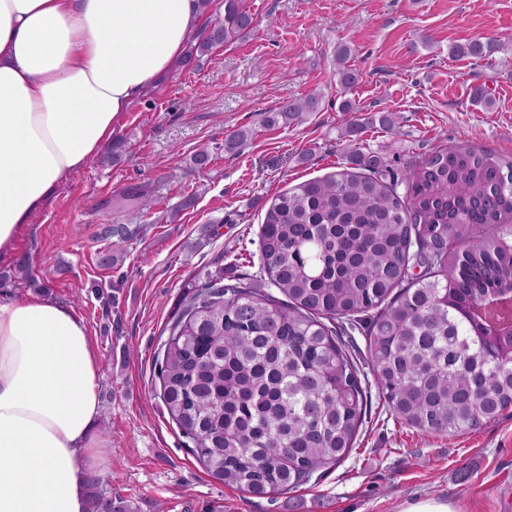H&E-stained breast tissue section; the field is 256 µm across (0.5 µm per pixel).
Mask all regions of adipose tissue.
Returning <instances> with one entry per match:
<instances>
[{
  "instance_id": "adipose-tissue-1",
  "label": "adipose tissue",
  "mask_w": 512,
  "mask_h": 512,
  "mask_svg": "<svg viewBox=\"0 0 512 512\" xmlns=\"http://www.w3.org/2000/svg\"><path fill=\"white\" fill-rule=\"evenodd\" d=\"M204 27L198 0H0V256ZM100 372L72 309L0 297V512H88Z\"/></svg>"
}]
</instances>
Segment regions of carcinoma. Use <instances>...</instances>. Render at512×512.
I'll list each match as a JSON object with an SVG mask.
<instances>
[{
  "instance_id": "carcinoma-1",
  "label": "carcinoma",
  "mask_w": 512,
  "mask_h": 512,
  "mask_svg": "<svg viewBox=\"0 0 512 512\" xmlns=\"http://www.w3.org/2000/svg\"><path fill=\"white\" fill-rule=\"evenodd\" d=\"M244 2L224 0L182 64L246 37ZM502 46L474 39L452 54L483 59ZM350 54L336 51L345 89L358 81ZM319 106L316 95L283 101L262 124L301 123ZM342 112L339 170L271 201L250 283L220 271L195 285L154 359L184 446L255 497L286 495L349 456L369 375L395 418L430 434L474 431L512 407V157L458 144L391 174L356 147L360 109L346 100ZM250 137L226 133L224 151ZM119 197L136 214L154 203L146 184ZM137 231L112 225L102 265H116ZM353 331L365 336L367 373L344 340ZM107 481L91 479L89 512H129Z\"/></svg>"
}]
</instances>
